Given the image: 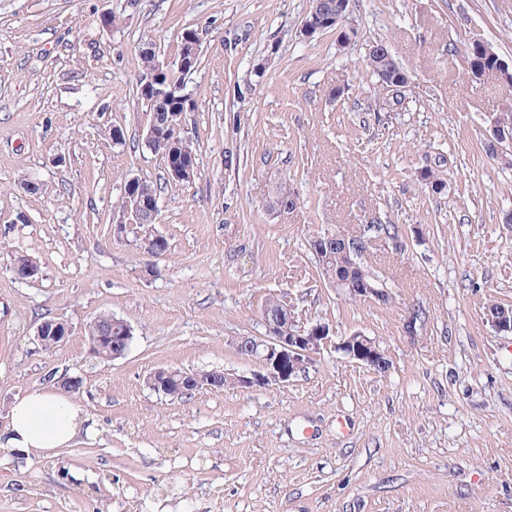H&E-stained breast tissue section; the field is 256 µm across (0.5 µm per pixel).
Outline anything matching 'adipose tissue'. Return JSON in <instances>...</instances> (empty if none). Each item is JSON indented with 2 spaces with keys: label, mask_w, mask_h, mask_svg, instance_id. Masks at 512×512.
<instances>
[{
  "label": "adipose tissue",
  "mask_w": 512,
  "mask_h": 512,
  "mask_svg": "<svg viewBox=\"0 0 512 512\" xmlns=\"http://www.w3.org/2000/svg\"><path fill=\"white\" fill-rule=\"evenodd\" d=\"M83 424L80 407L68 396L33 391L17 397L0 432V447L47 457L70 445Z\"/></svg>",
  "instance_id": "1"
}]
</instances>
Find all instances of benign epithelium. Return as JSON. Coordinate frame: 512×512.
I'll return each mask as SVG.
<instances>
[{
    "mask_svg": "<svg viewBox=\"0 0 512 512\" xmlns=\"http://www.w3.org/2000/svg\"><path fill=\"white\" fill-rule=\"evenodd\" d=\"M348 6L347 0H336V9L332 13H323L314 15L306 21L300 28V34L306 38L311 37L317 32H321L327 27L335 24L339 17L345 12ZM156 83L155 77L150 75L145 83L149 98L147 103L153 107V118L148 128L147 138H152L158 134L161 127L166 128V133L173 139H178V135L183 131L182 125L160 124L157 118L160 117V105L165 99L164 89L152 87ZM491 131L494 140L504 144L512 143V111L506 109L491 120ZM194 162L181 160L171 166L169 175L178 182H185L192 179L191 169ZM142 182V178L134 176L125 184L123 196V212L126 215H135L137 213L143 216L156 217L158 205L155 201L140 195L137 192V185ZM141 248L145 252L158 256L166 252L165 237L149 232L144 235ZM333 287L342 290L353 298L374 299L384 302L388 300L389 295L383 288H376L365 278L364 272H359L356 279L338 280ZM286 318L293 324V329L288 332H282L279 329L278 321ZM107 322L121 327L122 336H94L90 342V350L94 354H99L102 349L113 344V341H119L117 352L114 356L121 357L127 351L133 338V329L125 321L108 317ZM266 334L263 336H240L236 340V348L239 354L244 357L256 360L261 369L250 375H239L230 378L237 387L245 390L267 389L273 386H282L287 383L297 373L305 370L306 366L312 360L314 354L320 351L328 344H334L336 350L342 352L348 358L359 363L367 365L375 370L387 371L390 363L385 353L380 347L360 333H354L349 336H342L333 339V332L328 325L317 323L308 327L294 324L293 310L288 304H283V310L278 314V318H264ZM69 327L56 320H47L42 322L36 329L37 340L42 346L58 347L62 345L67 336H69ZM147 383L155 391L166 396H177L181 393L187 394L203 387L217 386L214 373L211 371L189 374L172 368H157L153 370Z\"/></svg>",
    "mask_w": 512,
    "mask_h": 512,
    "instance_id": "benign-epithelium-1",
    "label": "benign epithelium"
}]
</instances>
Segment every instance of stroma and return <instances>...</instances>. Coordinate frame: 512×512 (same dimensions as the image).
I'll use <instances>...</instances> for the list:
<instances>
[{"instance_id": "obj_1", "label": "stroma", "mask_w": 512, "mask_h": 512, "mask_svg": "<svg viewBox=\"0 0 512 512\" xmlns=\"http://www.w3.org/2000/svg\"><path fill=\"white\" fill-rule=\"evenodd\" d=\"M310 5L0 0V430L18 396L68 377L91 428L47 458L0 447V512H512V335L482 309L512 304V166L485 150L512 99L473 84L465 53L478 39L512 65V0H350L345 22L305 38ZM186 28L201 63L182 184L145 143L136 84L139 43L171 63ZM379 40L409 75L398 112L364 63ZM134 176L161 189L158 257L114 232ZM284 181L298 201L279 211ZM318 232L365 236L389 301L324 282ZM18 253L35 279L12 273ZM273 294L298 324L372 338L389 370L327 346L280 387H149L158 367L257 371L235 339L265 335ZM102 315L133 329L120 358L89 351ZM48 319L68 324L62 346L36 340Z\"/></svg>"}]
</instances>
